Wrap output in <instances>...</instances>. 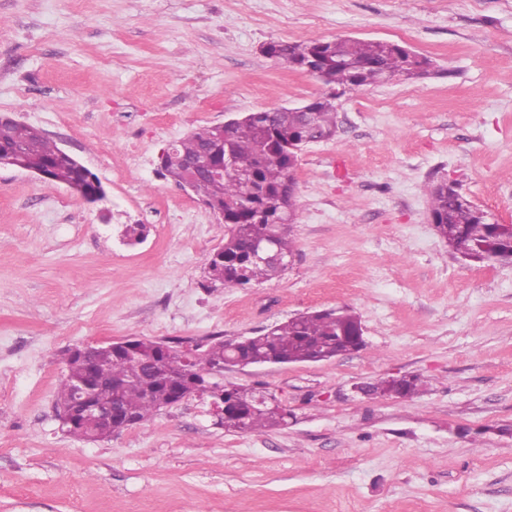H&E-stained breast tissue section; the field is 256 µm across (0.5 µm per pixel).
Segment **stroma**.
Segmentation results:
<instances>
[{
	"label": "stroma",
	"mask_w": 512,
	"mask_h": 512,
	"mask_svg": "<svg viewBox=\"0 0 512 512\" xmlns=\"http://www.w3.org/2000/svg\"><path fill=\"white\" fill-rule=\"evenodd\" d=\"M340 37L432 71L345 93L261 51ZM323 96L338 131L293 172L288 270L211 284L226 229L161 151ZM0 113L106 192L90 204L0 168V512H512V263L453 253L423 191L455 183L512 224V0H0ZM336 308L365 348L224 371L275 395L287 425L228 433L193 398L88 443L57 417L66 348L255 336ZM400 376L419 394L357 391Z\"/></svg>",
	"instance_id": "obj_1"
}]
</instances>
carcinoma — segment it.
Returning a JSON list of instances; mask_svg holds the SVG:
<instances>
[{"instance_id": "obj_1", "label": "carcinoma", "mask_w": 512, "mask_h": 512, "mask_svg": "<svg viewBox=\"0 0 512 512\" xmlns=\"http://www.w3.org/2000/svg\"><path fill=\"white\" fill-rule=\"evenodd\" d=\"M315 58L320 62L318 78L326 85L350 92L382 85L387 81L409 79L428 70L430 61L407 48L389 41H357L336 38L299 43H278L275 59L291 69ZM336 107L327 97L316 99L310 117L292 108L249 112L231 127L227 139L214 125L203 126L173 144L177 155L196 156L208 145L218 153L229 152L235 171L222 179L203 182V195L213 206L224 208L226 234L224 244L208 261L207 274L213 283L238 288L277 277L282 271L270 263L254 261L250 250L255 243L270 240L274 249L288 257L294 252L289 231L279 228V221L292 222L297 217L295 193L287 192L294 181L291 167L303 149L306 131L330 139L337 129ZM0 144L18 146L26 162L45 169L47 178L77 188L76 194L86 199L98 188L70 160L59 156V147L37 127L21 122L0 127ZM424 192L430 200V211L439 227V236L456 251L466 248L468 259L491 262L493 257L512 248V227L498 228L485 221L470 204L439 183H428ZM361 326L359 317L346 309H325L302 313L246 337L234 348L203 349V355L192 364V374H208L217 364L243 360L264 363L275 355L286 363L303 362L310 356L328 360L336 356L340 346L351 351L355 342L341 343L339 336H349ZM155 341L137 340L132 354L102 352L96 362L97 373L112 379V391L122 414L140 421L150 418L161 405L170 404L171 392L165 378L180 361L183 351L172 346L164 362L154 360ZM65 374L56 405L67 406L84 380V366L72 351L64 357ZM376 395L395 394L407 398L418 391V378L405 377L400 382L381 379L366 384ZM234 410L224 416V429L239 433H261L286 424L288 410L269 403L254 408L258 391L238 386L224 387Z\"/></svg>"}]
</instances>
